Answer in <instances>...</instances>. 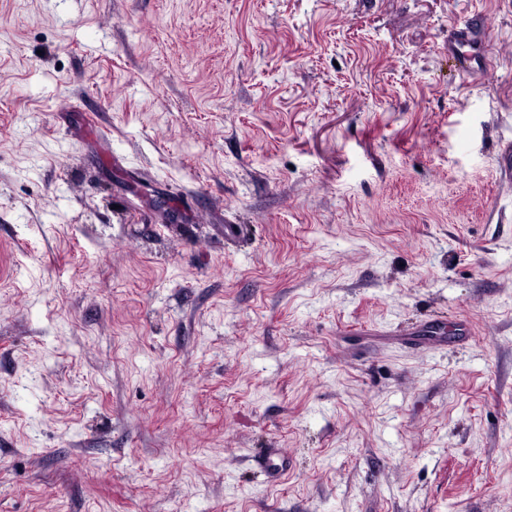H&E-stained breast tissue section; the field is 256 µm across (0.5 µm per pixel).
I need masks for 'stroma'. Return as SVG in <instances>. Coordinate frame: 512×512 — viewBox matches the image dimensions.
<instances>
[{
	"mask_svg": "<svg viewBox=\"0 0 512 512\" xmlns=\"http://www.w3.org/2000/svg\"><path fill=\"white\" fill-rule=\"evenodd\" d=\"M509 144L512 0H0V512H512ZM450 51L456 54L463 72H470L472 62L480 59L482 65L486 64V58L482 43L471 33L469 27L462 28L450 41Z\"/></svg>",
	"mask_w": 512,
	"mask_h": 512,
	"instance_id": "35a3bbf8",
	"label": "stroma"
}]
</instances>
